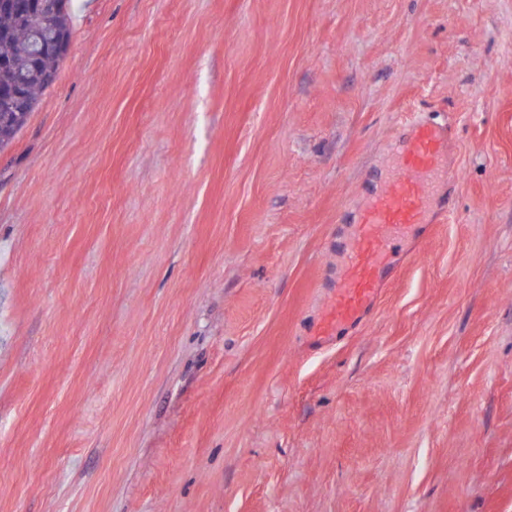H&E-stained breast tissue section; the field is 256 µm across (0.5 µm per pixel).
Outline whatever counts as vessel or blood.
Masks as SVG:
<instances>
[{"label":"vessel or blood","mask_w":512,"mask_h":512,"mask_svg":"<svg viewBox=\"0 0 512 512\" xmlns=\"http://www.w3.org/2000/svg\"><path fill=\"white\" fill-rule=\"evenodd\" d=\"M447 127L413 119L396 152L398 168L366 202L354 225L349 259L336 281V296L317 328L330 336L359 323L372 309L394 271L404 234L423 223L430 209L433 178L448 152Z\"/></svg>","instance_id":"obj_1"}]
</instances>
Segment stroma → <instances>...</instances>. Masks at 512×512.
<instances>
[{"label": "stroma", "mask_w": 512, "mask_h": 512, "mask_svg": "<svg viewBox=\"0 0 512 512\" xmlns=\"http://www.w3.org/2000/svg\"><path fill=\"white\" fill-rule=\"evenodd\" d=\"M0 150V512H512V0H70ZM452 148L357 328L343 225Z\"/></svg>", "instance_id": "1"}]
</instances>
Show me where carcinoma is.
Masks as SVG:
<instances>
[{
    "label": "carcinoma",
    "mask_w": 512,
    "mask_h": 512,
    "mask_svg": "<svg viewBox=\"0 0 512 512\" xmlns=\"http://www.w3.org/2000/svg\"><path fill=\"white\" fill-rule=\"evenodd\" d=\"M50 17L35 6L0 7V148L26 125L39 97L53 83L63 56L53 46L71 37L69 0ZM38 41L46 46L37 51Z\"/></svg>",
    "instance_id": "obj_1"
}]
</instances>
